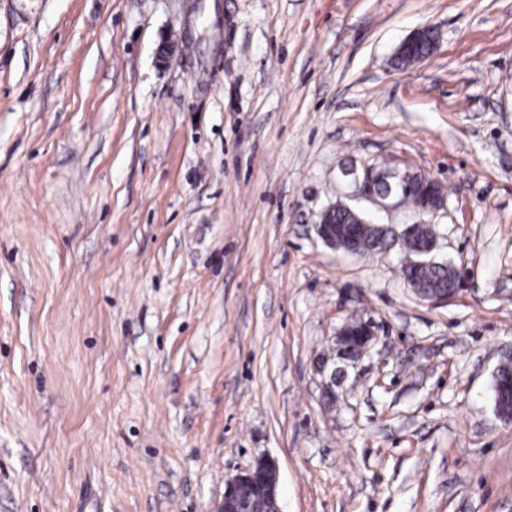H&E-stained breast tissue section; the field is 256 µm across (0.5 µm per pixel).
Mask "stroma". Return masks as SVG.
Instances as JSON below:
<instances>
[{"instance_id":"35a3bbf8","label":"stroma","mask_w":512,"mask_h":512,"mask_svg":"<svg viewBox=\"0 0 512 512\" xmlns=\"http://www.w3.org/2000/svg\"><path fill=\"white\" fill-rule=\"evenodd\" d=\"M347 160L440 183L448 304L317 237ZM511 349L512 0H0V512H213L261 457L280 512H512ZM337 336V342L341 345L343 355L351 358L348 354L356 351L361 354L366 349L373 333L366 323L352 321L345 324ZM352 338L355 343L352 342Z\"/></svg>"}]
</instances>
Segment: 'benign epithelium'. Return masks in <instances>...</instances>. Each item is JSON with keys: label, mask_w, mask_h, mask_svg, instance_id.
Returning <instances> with one entry per match:
<instances>
[{"label": "benign epithelium", "mask_w": 512, "mask_h": 512, "mask_svg": "<svg viewBox=\"0 0 512 512\" xmlns=\"http://www.w3.org/2000/svg\"><path fill=\"white\" fill-rule=\"evenodd\" d=\"M436 33L437 28L433 25H425L417 29L400 43L397 53L406 51L424 37L436 38ZM340 173L341 180L352 189V194L361 196L381 210L401 204L403 192L411 189L416 190L419 197L415 211L422 215L438 210L445 204V196L440 190L439 184L422 174L410 172L400 174L391 170H377L371 166L359 169L352 162L342 165ZM339 209L348 215L352 225L364 226L370 223L365 212L340 202L327 206L319 213L318 220L314 224L315 232L327 246L355 255L357 250L353 246L336 238L333 217ZM423 226H425V222L417 221L406 225L400 232L394 230L391 225L387 226V229L391 230L390 247L398 246L403 250L406 249V243ZM460 291L461 286L459 285L441 294L429 293L420 288L413 289L420 300L432 305L446 303ZM371 336L373 333L367 324L352 321L345 324L338 332L337 342L341 345L343 355L346 356L356 351H364L371 341ZM248 485L256 488L258 493L243 508L240 502L241 489ZM277 487L278 468L275 461L261 457L249 468L228 480L224 497L212 512H268L269 505L278 504Z\"/></svg>", "instance_id": "obj_1"}]
</instances>
